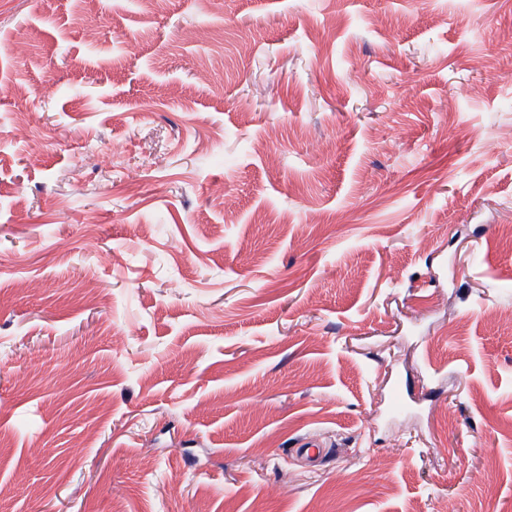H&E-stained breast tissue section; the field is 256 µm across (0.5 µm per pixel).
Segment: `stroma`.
Masks as SVG:
<instances>
[{
	"instance_id": "1",
	"label": "stroma",
	"mask_w": 512,
	"mask_h": 512,
	"mask_svg": "<svg viewBox=\"0 0 512 512\" xmlns=\"http://www.w3.org/2000/svg\"><path fill=\"white\" fill-rule=\"evenodd\" d=\"M511 226L512 0H12L0 512H512Z\"/></svg>"
}]
</instances>
